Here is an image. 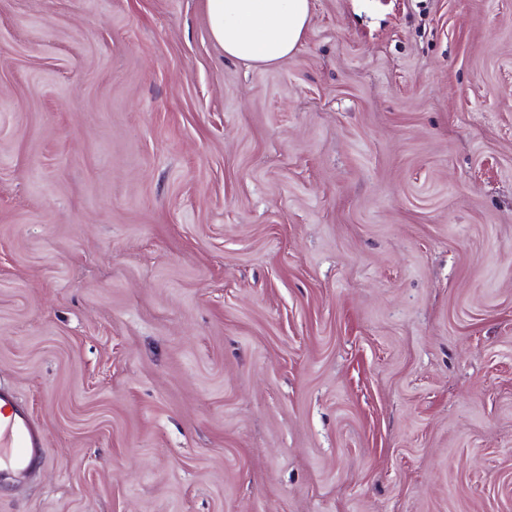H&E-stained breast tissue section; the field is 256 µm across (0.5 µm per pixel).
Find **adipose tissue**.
I'll use <instances>...</instances> for the list:
<instances>
[{"label":"adipose tissue","mask_w":512,"mask_h":512,"mask_svg":"<svg viewBox=\"0 0 512 512\" xmlns=\"http://www.w3.org/2000/svg\"><path fill=\"white\" fill-rule=\"evenodd\" d=\"M212 40L225 58L272 66L300 45L311 18L310 0H206Z\"/></svg>","instance_id":"ef3b65f1"}]
</instances>
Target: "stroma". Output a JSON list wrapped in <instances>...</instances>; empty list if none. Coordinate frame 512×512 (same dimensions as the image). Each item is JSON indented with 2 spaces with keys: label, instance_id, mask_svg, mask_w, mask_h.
<instances>
[{
  "label": "stroma",
  "instance_id": "stroma-1",
  "mask_svg": "<svg viewBox=\"0 0 512 512\" xmlns=\"http://www.w3.org/2000/svg\"><path fill=\"white\" fill-rule=\"evenodd\" d=\"M0 0V512H512V0ZM212 40L224 57L272 66L291 56L309 28L310 0H206ZM45 455L43 435L13 392L0 389V471L27 470Z\"/></svg>",
  "mask_w": 512,
  "mask_h": 512
}]
</instances>
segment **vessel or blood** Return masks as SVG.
<instances>
[{
    "label": "vessel or blood",
    "mask_w": 512,
    "mask_h": 512,
    "mask_svg": "<svg viewBox=\"0 0 512 512\" xmlns=\"http://www.w3.org/2000/svg\"><path fill=\"white\" fill-rule=\"evenodd\" d=\"M45 455L43 435L13 392L0 389V468L27 470Z\"/></svg>",
    "instance_id": "vessel-or-blood-1"
}]
</instances>
